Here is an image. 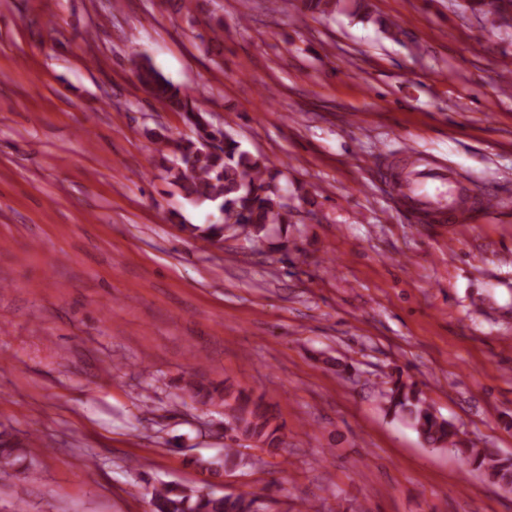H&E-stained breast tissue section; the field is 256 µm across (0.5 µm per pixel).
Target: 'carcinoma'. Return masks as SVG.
Here are the masks:
<instances>
[{"mask_svg": "<svg viewBox=\"0 0 512 512\" xmlns=\"http://www.w3.org/2000/svg\"><path fill=\"white\" fill-rule=\"evenodd\" d=\"M338 0H302V9L322 16L336 10ZM136 76L154 99L173 112L183 114L195 132L192 138L177 143L180 157L164 153L168 137L156 136V151L166 162L164 171L170 183L178 187L185 199L208 204L218 214L209 224H185L183 229L194 237L221 241L224 232L235 224L248 227V235L262 239L276 225L289 223L288 204L283 202L278 177L260 156L241 149L240 143L211 125L206 111L197 100L165 77L149 62L140 64ZM191 396L200 403L218 404L232 414L229 439L234 443L249 441L259 447L278 448L283 443L284 425L277 421L272 406L263 397L252 398L244 389L224 386L221 389L202 385L190 387ZM381 398L386 414L409 422L423 443L431 448L452 447L467 471L480 472L504 493H512V457H504L493 448H478L460 437L459 429L437 416L426 396L416 384L401 377L388 376L383 382ZM25 446L0 432V469L14 468L26 459ZM237 448H224V458L214 462V474L241 465ZM149 512H258L259 498L252 493L237 495L201 493L178 485L162 483L153 488L147 501Z\"/></svg>", "mask_w": 512, "mask_h": 512, "instance_id": "cac0c4a2", "label": "carcinoma"}]
</instances>
